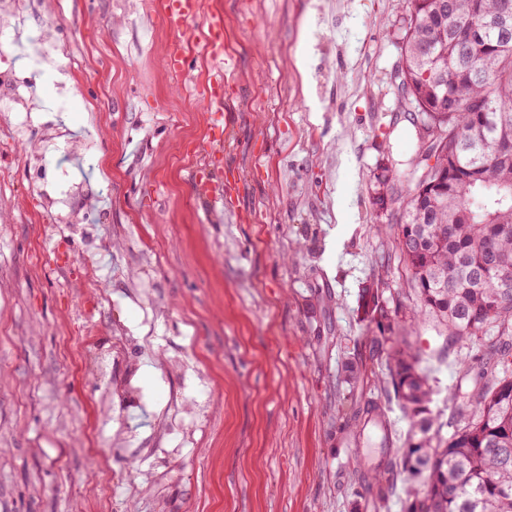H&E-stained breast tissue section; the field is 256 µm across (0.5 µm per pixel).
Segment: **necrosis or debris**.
<instances>
[{
  "mask_svg": "<svg viewBox=\"0 0 512 512\" xmlns=\"http://www.w3.org/2000/svg\"><path fill=\"white\" fill-rule=\"evenodd\" d=\"M34 6V0H0V50H8L20 41L29 49L28 75L0 70V149L35 142L34 152L27 157L31 175L28 187L39 195L44 209L54 212L58 223L73 229L87 223L84 204L96 190L70 171L53 168L51 157L59 154L89 159L96 144L89 137H74L53 113L39 111L36 106V79L45 69L57 74V102L63 105L75 90L81 66L49 34H26L22 20Z\"/></svg>",
  "mask_w": 512,
  "mask_h": 512,
  "instance_id": "necrosis-or-debris-1",
  "label": "necrosis or debris"
}]
</instances>
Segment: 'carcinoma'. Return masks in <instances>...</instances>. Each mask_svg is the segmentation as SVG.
I'll return each instance as SVG.
<instances>
[{"instance_id": "carcinoma-1", "label": "carcinoma", "mask_w": 512, "mask_h": 512, "mask_svg": "<svg viewBox=\"0 0 512 512\" xmlns=\"http://www.w3.org/2000/svg\"><path fill=\"white\" fill-rule=\"evenodd\" d=\"M406 0L401 60L394 80L409 85L418 108L434 116L447 141L432 146L429 180L441 188L418 191L417 169L395 194L386 171L379 193L399 203L395 251L412 302L367 288L362 300L378 334L367 337L369 357L384 363V391L397 400L408 429L399 470L378 468L371 477L377 502L389 499L396 475L414 484L404 512H512V158L495 142L512 139V35L488 28L506 0ZM488 106L479 127L472 106ZM431 316L447 343L465 341L482 352L469 367L471 388L457 385L449 399L460 407L444 425L433 414L432 378L421 368L408 337L395 329L400 314ZM379 416L369 401L352 409L355 426Z\"/></svg>"}]
</instances>
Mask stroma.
Returning a JSON list of instances; mask_svg holds the SVG:
<instances>
[{"label": "stroma", "mask_w": 512, "mask_h": 512, "mask_svg": "<svg viewBox=\"0 0 512 512\" xmlns=\"http://www.w3.org/2000/svg\"><path fill=\"white\" fill-rule=\"evenodd\" d=\"M56 1L27 23L60 19L85 68L59 119L93 133L97 162L58 164L98 194L71 235L21 155L0 154L14 180L0 200V512H380L372 468L402 453L407 424L382 387L343 378L349 361L382 370L363 343L364 288L408 285L377 269L392 242L373 230L401 218L376 205L378 176L410 172L417 146L392 80L400 0H218L229 67L212 112L165 63L177 31L140 0ZM200 173L231 184L223 203L195 192ZM93 249L112 303L85 346L69 282ZM404 326L450 414L480 351L447 345L430 318ZM360 396L377 400L391 450L341 417Z\"/></svg>", "instance_id": "stroma-1"}]
</instances>
